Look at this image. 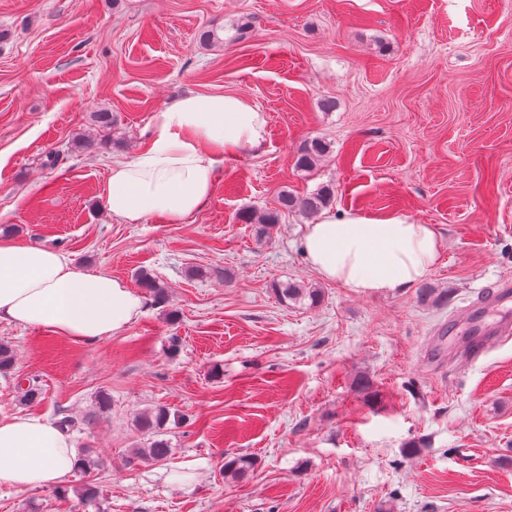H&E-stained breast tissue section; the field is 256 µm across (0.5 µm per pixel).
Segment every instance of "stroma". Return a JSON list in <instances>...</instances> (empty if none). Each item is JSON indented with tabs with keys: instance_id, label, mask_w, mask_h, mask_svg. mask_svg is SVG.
Here are the masks:
<instances>
[{
	"instance_id": "stroma-1",
	"label": "stroma",
	"mask_w": 512,
	"mask_h": 512,
	"mask_svg": "<svg viewBox=\"0 0 512 512\" xmlns=\"http://www.w3.org/2000/svg\"><path fill=\"white\" fill-rule=\"evenodd\" d=\"M187 93L254 103L265 143L222 158L186 221L112 217L113 160ZM312 138L328 151L299 170ZM324 185L332 212L434 225L423 286L447 302L352 294L312 269L305 216L262 237L239 218ZM0 225L79 272L133 287L150 270L168 293L88 345L0 321L15 355L0 413L72 417L97 462L60 487H0V512H512V338L474 363L442 338L512 279V0H0ZM287 282L320 302H281ZM32 377L27 405L16 383ZM159 405L171 455L126 466L136 416ZM235 454L254 466L231 479Z\"/></svg>"
}]
</instances>
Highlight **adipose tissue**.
Segmentation results:
<instances>
[{
  "label": "adipose tissue",
  "mask_w": 512,
  "mask_h": 512,
  "mask_svg": "<svg viewBox=\"0 0 512 512\" xmlns=\"http://www.w3.org/2000/svg\"><path fill=\"white\" fill-rule=\"evenodd\" d=\"M267 134L263 112L224 93H189L154 118L147 150L114 162L104 201L127 224L158 215L185 220L208 203L219 157L259 148ZM433 225L392 213H323L306 225L303 248L326 281L353 294L388 293L426 279L441 253ZM142 299L120 280L75 271L61 252L0 240V321L42 327L78 344L126 329ZM69 434L34 415H0V486L17 490L57 485L79 468Z\"/></svg>",
  "instance_id": "obj_1"
}]
</instances>
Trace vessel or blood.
I'll use <instances>...</instances> for the list:
<instances>
[{"label": "vessel or blood", "mask_w": 512, "mask_h": 512, "mask_svg": "<svg viewBox=\"0 0 512 512\" xmlns=\"http://www.w3.org/2000/svg\"><path fill=\"white\" fill-rule=\"evenodd\" d=\"M465 332L470 336L471 357H478L488 337L512 334V280L497 281L490 292L470 309V318Z\"/></svg>", "instance_id": "obj_1"}]
</instances>
